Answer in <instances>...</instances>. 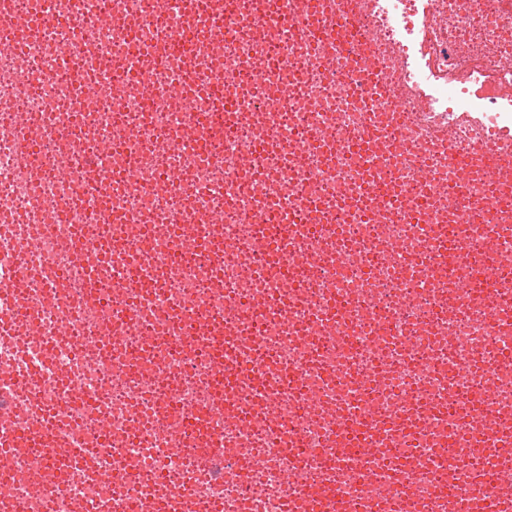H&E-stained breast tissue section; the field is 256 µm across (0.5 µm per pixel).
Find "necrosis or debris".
I'll return each mask as SVG.
<instances>
[{"label":"necrosis or debris","instance_id":"obj_1","mask_svg":"<svg viewBox=\"0 0 512 512\" xmlns=\"http://www.w3.org/2000/svg\"><path fill=\"white\" fill-rule=\"evenodd\" d=\"M280 7L243 0L228 24L224 0H207L223 41L189 33L192 64L159 71L180 0H0V198L49 202L0 213V246L49 270L63 295L34 334L0 335V357L55 351L35 398L15 401L0 376V404L13 406L0 428L40 425L50 409L85 445L56 498L48 465L18 449L0 499L123 512L126 499L179 493L190 512H284V488L303 480L286 453L295 436L311 469L335 465L348 512H483L477 476H512V447L495 439L512 436V294L449 287L430 260L440 242L476 241L512 270V208L496 236L460 222L452 187L479 163L419 161L391 141L407 112L421 132L456 112L512 132V0H366L371 39L340 52L307 51L294 29H249L248 15ZM43 12L53 25L18 40ZM129 64L149 83L115 79ZM392 68L403 94L358 81ZM226 103V128H212ZM310 131L343 152L304 145ZM63 171L88 185L83 199L69 200ZM303 203L309 230L260 233L271 211L287 224ZM211 212L224 220L221 259L170 265L190 248L183 224L209 239ZM79 237L98 258L64 248ZM133 262L157 283L149 296L126 280ZM199 311L221 315L224 333L184 344ZM229 362L239 379L224 385ZM461 400V418L444 413ZM187 415L200 428L185 452L174 443ZM107 460L110 488L95 479Z\"/></svg>","mask_w":512,"mask_h":512}]
</instances>
